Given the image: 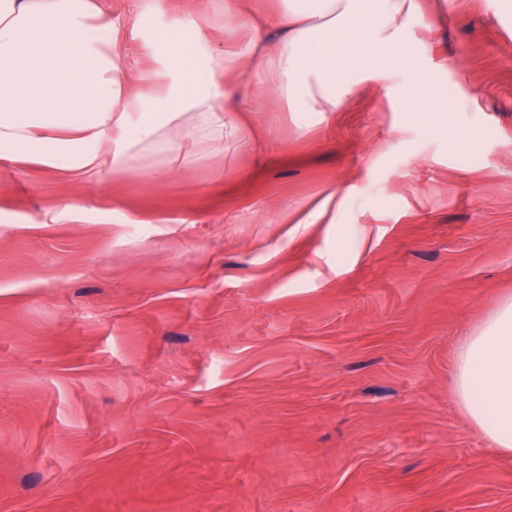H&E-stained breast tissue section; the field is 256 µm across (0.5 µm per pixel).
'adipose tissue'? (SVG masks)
<instances>
[{
	"instance_id": "1",
	"label": "adipose tissue",
	"mask_w": 512,
	"mask_h": 512,
	"mask_svg": "<svg viewBox=\"0 0 512 512\" xmlns=\"http://www.w3.org/2000/svg\"><path fill=\"white\" fill-rule=\"evenodd\" d=\"M421 0H287L247 18L233 50L190 55L197 21L172 24L144 74L120 64L119 24L92 0H0V162L72 177L109 164L152 166L206 138L225 147L241 136L238 115L271 92L292 112H332L356 89L336 63L372 81L378 58L397 53ZM244 73V87L228 82ZM455 397L465 416L512 453V296L490 308L460 345Z\"/></svg>"
}]
</instances>
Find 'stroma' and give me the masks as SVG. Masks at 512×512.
I'll list each match as a JSON object with an SVG mask.
<instances>
[{
  "label": "stroma",
  "instance_id": "35a3bbf8",
  "mask_svg": "<svg viewBox=\"0 0 512 512\" xmlns=\"http://www.w3.org/2000/svg\"><path fill=\"white\" fill-rule=\"evenodd\" d=\"M145 2L97 0L148 71L207 0ZM404 52L178 172L0 163V512H512L453 396L512 294V10L440 0Z\"/></svg>",
  "mask_w": 512,
  "mask_h": 512
}]
</instances>
